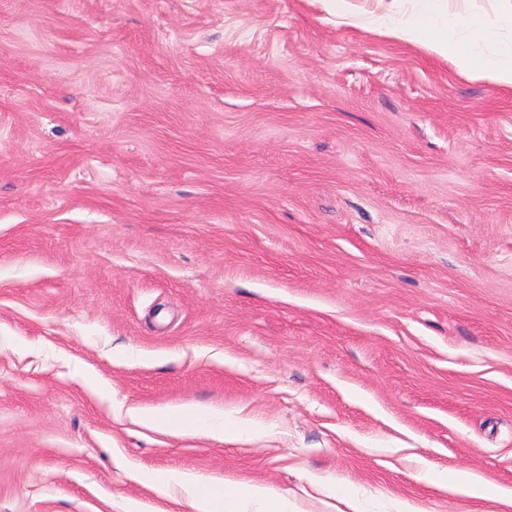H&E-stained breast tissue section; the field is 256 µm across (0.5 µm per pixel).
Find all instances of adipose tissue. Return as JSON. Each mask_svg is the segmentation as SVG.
<instances>
[{"instance_id": "ef3b65f1", "label": "adipose tissue", "mask_w": 512, "mask_h": 512, "mask_svg": "<svg viewBox=\"0 0 512 512\" xmlns=\"http://www.w3.org/2000/svg\"><path fill=\"white\" fill-rule=\"evenodd\" d=\"M339 26L379 31L393 42L421 48L428 57L452 61L459 69L489 75L499 86L512 88V41L500 29L512 22V0H500L497 15L464 13L448 0H375L374 7L354 0H318ZM143 425L166 431L197 426L223 438L224 421L199 405L171 411L145 409ZM150 483L161 490L180 486L192 512H292L287 499L259 485L239 486L170 470H154Z\"/></svg>"}]
</instances>
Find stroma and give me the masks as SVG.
<instances>
[{
  "mask_svg": "<svg viewBox=\"0 0 512 512\" xmlns=\"http://www.w3.org/2000/svg\"><path fill=\"white\" fill-rule=\"evenodd\" d=\"M157 469L495 512L512 89L310 0H0V512H191ZM143 425L166 431H177L185 427L197 426L206 429L213 437L224 440V417H216L210 410L199 405H182L176 410L158 411L145 409L138 413ZM421 478L428 484L436 486L440 489L448 490L449 488L458 494L466 496L474 495L475 488L480 486L483 481L480 475L469 470L458 472L449 485L448 480H445L440 475L432 473L429 470H426L422 474Z\"/></svg>",
  "mask_w": 512,
  "mask_h": 512,
  "instance_id": "1",
  "label": "stroma"
}]
</instances>
